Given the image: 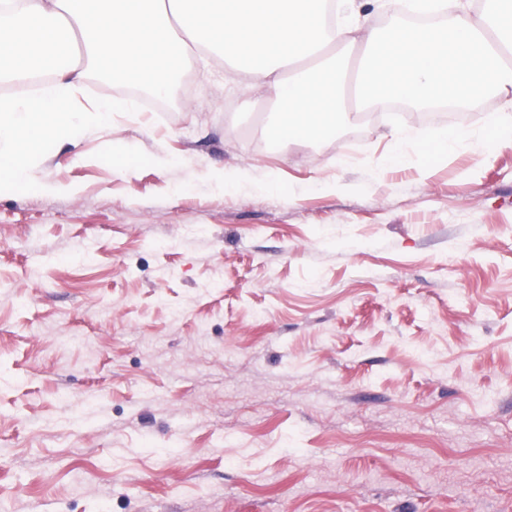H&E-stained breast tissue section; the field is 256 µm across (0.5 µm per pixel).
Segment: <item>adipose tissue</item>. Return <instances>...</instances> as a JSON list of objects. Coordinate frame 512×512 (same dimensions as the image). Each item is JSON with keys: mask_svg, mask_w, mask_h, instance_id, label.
<instances>
[{"mask_svg": "<svg viewBox=\"0 0 512 512\" xmlns=\"http://www.w3.org/2000/svg\"><path fill=\"white\" fill-rule=\"evenodd\" d=\"M458 0H377L392 17L385 39L365 38L368 56L357 76L345 58L362 28L355 0H0V65L16 75L38 69L50 79L33 93L0 96V195L62 192L37 171L65 141L98 138L132 101L84 106L83 66L104 78L137 77L165 95L175 66L214 49L250 65L260 87L274 92L267 138L281 146L323 138L346 117L339 89L357 100L474 101L499 88V111L482 126L446 129L415 140L390 133L403 157L425 168L449 150L512 149V37L489 29L512 16V0H478L487 29L452 10ZM337 46L325 56L328 46ZM304 58L310 72L284 81L283 72ZM271 178L257 166L217 170L203 180L208 191L234 185L255 193Z\"/></svg>", "mask_w": 512, "mask_h": 512, "instance_id": "adipose-tissue-1", "label": "adipose tissue"}]
</instances>
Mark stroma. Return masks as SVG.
I'll return each instance as SVG.
<instances>
[{
  "instance_id": "1",
  "label": "stroma",
  "mask_w": 512,
  "mask_h": 512,
  "mask_svg": "<svg viewBox=\"0 0 512 512\" xmlns=\"http://www.w3.org/2000/svg\"><path fill=\"white\" fill-rule=\"evenodd\" d=\"M246 82L198 56L0 199V512H512V149L424 170L352 100L282 148ZM110 162L113 170L125 174L140 162V156L133 152L127 143H113ZM259 168L249 165L245 169L217 170L201 182L202 186L211 192H223L224 185H234L243 193H255L268 188L272 179L264 173H259Z\"/></svg>"
}]
</instances>
